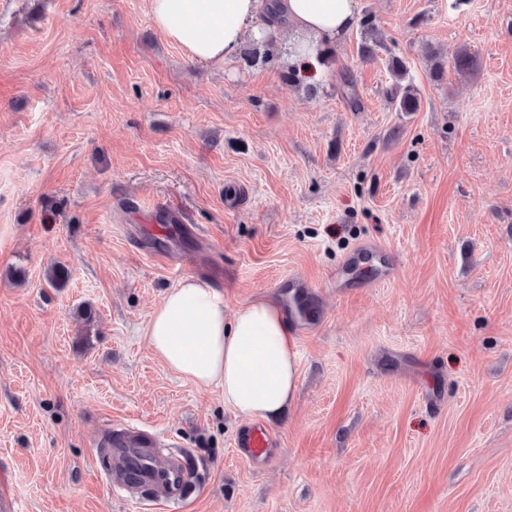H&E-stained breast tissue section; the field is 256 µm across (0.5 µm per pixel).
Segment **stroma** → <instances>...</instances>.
I'll return each mask as SVG.
<instances>
[{
    "label": "stroma",
    "mask_w": 512,
    "mask_h": 512,
    "mask_svg": "<svg viewBox=\"0 0 512 512\" xmlns=\"http://www.w3.org/2000/svg\"><path fill=\"white\" fill-rule=\"evenodd\" d=\"M359 4L384 48L362 59L355 27L301 88L288 27L269 61L220 71L146 0H0V489L20 512H512V0ZM395 56L418 111L387 99ZM161 204L183 217L179 273L137 243L140 208ZM366 242L395 279L354 259ZM54 265L66 287L48 286ZM292 274L319 307L258 469L223 389L171 372L145 330L184 278L232 311ZM120 425L186 453L196 497L112 487L97 442Z\"/></svg>",
    "instance_id": "1"
}]
</instances>
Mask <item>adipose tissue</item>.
Returning a JSON list of instances; mask_svg holds the SVG:
<instances>
[{"label": "adipose tissue", "instance_id": "1", "mask_svg": "<svg viewBox=\"0 0 512 512\" xmlns=\"http://www.w3.org/2000/svg\"><path fill=\"white\" fill-rule=\"evenodd\" d=\"M168 39L194 60L233 63L249 41L278 35L280 23L308 42L289 63L303 77L322 76L326 58L359 21L358 0H147ZM146 335L173 373L206 390L217 385L238 416L281 420L297 389L292 329L279 303L258 298L227 311L224 292L187 278L150 316Z\"/></svg>", "mask_w": 512, "mask_h": 512}]
</instances>
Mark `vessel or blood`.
Segmentation results:
<instances>
[{"label":"vessel or blood","instance_id":"1","mask_svg":"<svg viewBox=\"0 0 512 512\" xmlns=\"http://www.w3.org/2000/svg\"><path fill=\"white\" fill-rule=\"evenodd\" d=\"M277 288L299 328H308L310 283L293 274L280 280ZM103 444L112 450L114 466L110 475L114 486L123 489L152 486L160 491L167 504H179L197 494V486L186 477L189 466L185 454L158 460L159 437L132 428L116 429L104 438ZM236 446L245 459L261 463L271 456L277 442L264 425L256 423L238 434Z\"/></svg>","mask_w":512,"mask_h":512}]
</instances>
